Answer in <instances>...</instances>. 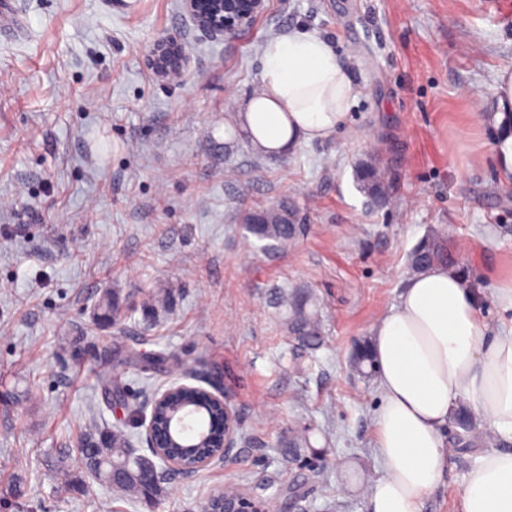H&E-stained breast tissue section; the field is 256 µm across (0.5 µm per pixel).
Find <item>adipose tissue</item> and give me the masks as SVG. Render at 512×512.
Wrapping results in <instances>:
<instances>
[{"label": "adipose tissue", "mask_w": 512, "mask_h": 512, "mask_svg": "<svg viewBox=\"0 0 512 512\" xmlns=\"http://www.w3.org/2000/svg\"><path fill=\"white\" fill-rule=\"evenodd\" d=\"M260 89L242 123L251 141L279 154L298 141H319L342 124L361 93L336 51L303 30L269 39ZM495 158L512 181V69L497 75ZM380 404L375 414L380 475L365 512H422L448 467L443 430L469 403L493 434L512 441V334L491 333L479 296L457 267L435 264L408 278L398 300L372 329ZM463 512H512V450L481 455L467 475Z\"/></svg>", "instance_id": "obj_1"}]
</instances>
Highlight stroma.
I'll return each instance as SVG.
<instances>
[{"mask_svg": "<svg viewBox=\"0 0 512 512\" xmlns=\"http://www.w3.org/2000/svg\"><path fill=\"white\" fill-rule=\"evenodd\" d=\"M0 25V512H203L224 486L269 484L364 512L376 478L375 377L350 369L396 303L409 257L443 228L494 330H512V184L498 176L490 122L497 74L512 68V0H266L253 24L214 39L182 0H10ZM292 28L337 51L361 94L328 138L278 155L238 115L260 82L262 46ZM177 41V76L150 52ZM380 167L388 200L360 188ZM293 202L304 229L266 249L246 213ZM173 305L147 318L144 293ZM309 293L323 341L290 336L284 294ZM116 294L132 316L102 323ZM179 359L190 383L224 392L240 449L171 475L152 507L62 489L58 449L90 421L124 423L167 387L145 354ZM126 388L114 403L104 376ZM307 448H289L293 431ZM491 444L451 449L422 512H462L469 469Z\"/></svg>", "mask_w": 512, "mask_h": 512, "instance_id": "stroma-1", "label": "stroma"}]
</instances>
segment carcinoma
I'll use <instances>...</instances> for the list:
<instances>
[{
	"instance_id": "cac0c4a2",
	"label": "carcinoma",
	"mask_w": 512,
	"mask_h": 512,
	"mask_svg": "<svg viewBox=\"0 0 512 512\" xmlns=\"http://www.w3.org/2000/svg\"><path fill=\"white\" fill-rule=\"evenodd\" d=\"M357 178L374 200L380 202L386 198L384 182L374 166L359 168ZM247 228L257 239L268 241L269 246L276 249H284L292 244L298 231L295 212L285 202L261 211L258 222L248 224ZM436 263L453 266L457 264V259L448 245L447 237L434 231L412 252L410 268L418 273ZM171 300L172 293L169 291L152 292L145 295L142 306L154 313L168 307ZM284 302L288 305V333L308 348L319 346L321 325L316 314L308 310L309 296L304 293L291 294L286 296ZM99 310L105 319L116 321L125 316L123 306L115 295L105 296L99 304ZM352 368L363 376L376 371L368 343L360 346L353 358ZM452 422L454 431L449 438L450 444L456 446L464 443L476 447L485 442L484 433L477 429L466 407L456 411ZM59 469L61 483L66 488L71 487L69 473L78 471L90 475L98 484L112 489L128 502L145 497L157 501L165 494L163 479L154 476V459L133 453L128 434L118 427L110 429L97 423L89 424L78 453L66 464L59 466Z\"/></svg>"
}]
</instances>
